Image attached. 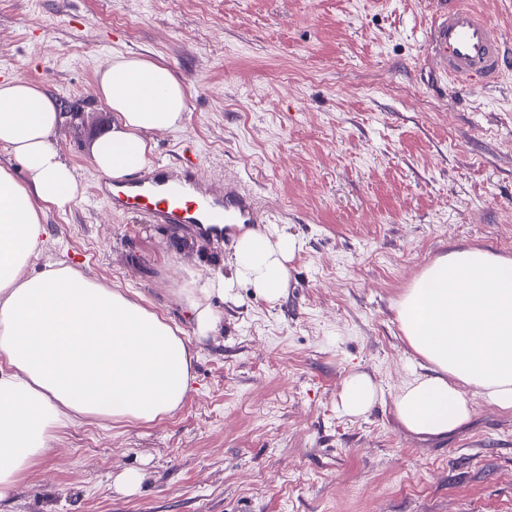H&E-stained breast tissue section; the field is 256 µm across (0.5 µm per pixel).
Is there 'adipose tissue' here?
<instances>
[{
	"instance_id": "adipose-tissue-1",
	"label": "adipose tissue",
	"mask_w": 512,
	"mask_h": 512,
	"mask_svg": "<svg viewBox=\"0 0 512 512\" xmlns=\"http://www.w3.org/2000/svg\"><path fill=\"white\" fill-rule=\"evenodd\" d=\"M112 127L93 145V163L124 181L151 165L154 130L181 127L186 91L173 72L135 56L99 73ZM63 117L42 88L0 83V147L24 167L18 181L0 165V501L51 452L55 433L93 421L152 422L179 409L191 389L195 351L181 329L121 291L68 265L38 268L49 240L45 205L76 196L72 169L54 137ZM292 236L251 231L235 242L228 270L207 294L243 283L269 301L284 297ZM397 317L425 361L393 400L401 426L442 437L471 419L468 391L512 410V257L458 248L433 261L407 289ZM383 394L355 372L341 411L365 415Z\"/></svg>"
}]
</instances>
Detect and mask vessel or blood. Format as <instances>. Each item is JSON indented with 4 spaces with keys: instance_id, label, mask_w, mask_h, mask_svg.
<instances>
[{
    "instance_id": "obj_1",
    "label": "vessel or blood",
    "mask_w": 512,
    "mask_h": 512,
    "mask_svg": "<svg viewBox=\"0 0 512 512\" xmlns=\"http://www.w3.org/2000/svg\"><path fill=\"white\" fill-rule=\"evenodd\" d=\"M437 9L428 33L436 68L468 90L484 89L512 70L507 48L488 19L465 0H435ZM199 157L183 159L179 172L160 166L136 178L98 187L112 210L143 208L160 224H191L212 237H224L228 225L264 223L258 199L236 179L212 185L199 176Z\"/></svg>"
}]
</instances>
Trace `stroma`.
Listing matches in <instances>:
<instances>
[{
  "instance_id": "obj_1",
  "label": "stroma",
  "mask_w": 512,
  "mask_h": 512,
  "mask_svg": "<svg viewBox=\"0 0 512 512\" xmlns=\"http://www.w3.org/2000/svg\"><path fill=\"white\" fill-rule=\"evenodd\" d=\"M431 20L430 0H0V80L67 115L55 145L77 194L45 209L44 262L129 292L197 351L171 416L63 430L0 512H512V411L476 395L468 425L424 438L392 404L420 361L397 319L413 279L458 247L512 257V71L461 91L427 60ZM118 55L186 90L153 164L193 153L205 176L237 174L301 243L278 302L208 297L203 341L190 302L233 240L96 192L97 77ZM355 371L384 393L360 417L337 407Z\"/></svg>"
}]
</instances>
